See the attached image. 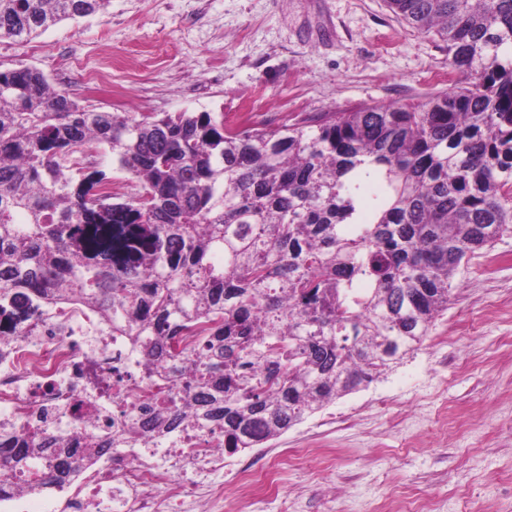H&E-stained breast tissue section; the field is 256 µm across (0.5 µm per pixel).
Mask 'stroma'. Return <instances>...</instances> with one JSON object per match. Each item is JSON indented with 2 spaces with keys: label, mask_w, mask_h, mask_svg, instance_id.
<instances>
[{
  "label": "stroma",
  "mask_w": 512,
  "mask_h": 512,
  "mask_svg": "<svg viewBox=\"0 0 512 512\" xmlns=\"http://www.w3.org/2000/svg\"><path fill=\"white\" fill-rule=\"evenodd\" d=\"M41 70L80 104L111 112H220L243 126L446 92L448 53L385 0H111L31 41L0 38V70ZM106 72L86 88L79 66ZM421 346L267 447L279 491L236 483L206 512H394L409 497L456 512H512V234L461 267Z\"/></svg>",
  "instance_id": "obj_1"
}]
</instances>
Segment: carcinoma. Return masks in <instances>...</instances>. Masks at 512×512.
Instances as JSON below:
<instances>
[{
  "instance_id": "obj_1",
  "label": "carcinoma",
  "mask_w": 512,
  "mask_h": 512,
  "mask_svg": "<svg viewBox=\"0 0 512 512\" xmlns=\"http://www.w3.org/2000/svg\"><path fill=\"white\" fill-rule=\"evenodd\" d=\"M111 0H0L19 42ZM463 85L423 103L231 126L216 112L82 106L0 70V313L84 300L171 383L112 444L187 422L264 448L368 386L448 310L454 275L512 232V0H385ZM85 148L140 184L109 194ZM194 336L189 350L183 337ZM94 440L0 434V492L70 483Z\"/></svg>"
}]
</instances>
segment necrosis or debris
<instances>
[{"label":"necrosis or debris","mask_w":512,"mask_h":512,"mask_svg":"<svg viewBox=\"0 0 512 512\" xmlns=\"http://www.w3.org/2000/svg\"><path fill=\"white\" fill-rule=\"evenodd\" d=\"M13 343L0 347V426L74 431L111 438L121 421L144 417L163 382L146 379L127 337L69 305L26 307L0 317ZM224 451L201 435L176 431L148 443L106 448L86 460L65 512H192L217 494Z\"/></svg>","instance_id":"necrosis-or-debris-1"}]
</instances>
